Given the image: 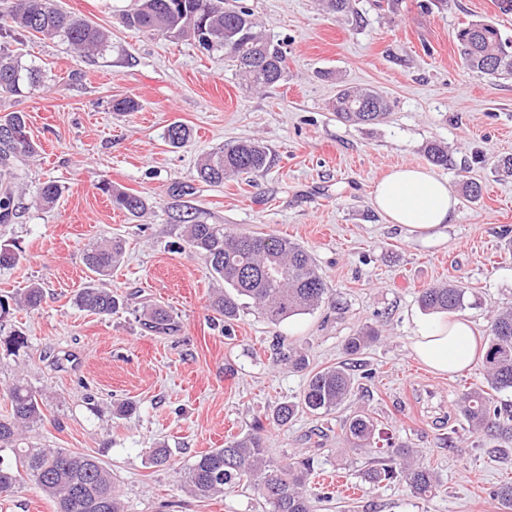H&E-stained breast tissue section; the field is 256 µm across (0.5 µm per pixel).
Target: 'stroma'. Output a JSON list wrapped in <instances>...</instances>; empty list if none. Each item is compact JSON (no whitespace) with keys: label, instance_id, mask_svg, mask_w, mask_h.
Segmentation results:
<instances>
[{"label":"stroma","instance_id":"1","mask_svg":"<svg viewBox=\"0 0 512 512\" xmlns=\"http://www.w3.org/2000/svg\"><path fill=\"white\" fill-rule=\"evenodd\" d=\"M245 3L263 32L286 44V76L266 91L247 86L222 54L126 28L122 15L134 0H63L109 33L102 53L81 56L60 39L25 37L23 60L42 82L20 96L0 94V115L26 113L39 151L18 164V218L0 224V243L24 252L0 270V295L35 281L44 298L37 309L0 316V336L28 338L19 351L0 348V414L16 380L39 390L44 419L30 441L101 458L120 479L126 512H263L247 487L204 500L182 486L196 455L259 420L275 458L315 457L312 488L332 494L319 512H502L494 492L512 482V441L474 432L455 410L460 396L485 387L482 362L436 374L411 344L424 316L419 289L464 287L460 315L484 336L493 313L512 306L503 237L512 230V175L497 167L512 155V76L467 70L456 39L475 21L512 39V13L497 0H355V23L326 14L318 0ZM343 84L383 93L389 119H338L332 102ZM127 96L140 110L113 112L114 100ZM174 122L192 129L188 146L166 139ZM246 138L269 150L263 175L219 186L198 179L202 154ZM432 143L448 148L449 167L435 173L454 189L458 211L444 237L427 243L389 224L371 192L392 167L428 166ZM48 181L63 194L52 207L37 206ZM470 181L479 196L466 193ZM106 182L146 197V213L113 209ZM181 205L208 224L299 243L328 281V297L279 323L249 304L224 321L210 309L214 283L203 258L189 252L173 220ZM105 237L126 246L111 281L125 305L99 316L74 298L91 277L86 250ZM155 304L172 315L175 332L141 330V311ZM367 327L378 338L358 361L370 376L345 410L270 423L276 404L298 398L310 373L344 362L347 338ZM283 343L307 356L306 369L280 361ZM90 395L99 411L88 408ZM125 401L135 411L113 415ZM349 410L366 413L381 438L416 450L438 473L439 491L422 499L398 484L369 483L367 456L343 447ZM154 448L169 449V466L150 465Z\"/></svg>","mask_w":512,"mask_h":512}]
</instances>
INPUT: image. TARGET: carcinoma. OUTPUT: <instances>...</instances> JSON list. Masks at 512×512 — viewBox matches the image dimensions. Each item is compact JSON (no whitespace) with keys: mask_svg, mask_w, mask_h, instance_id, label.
Wrapping results in <instances>:
<instances>
[{"mask_svg":"<svg viewBox=\"0 0 512 512\" xmlns=\"http://www.w3.org/2000/svg\"><path fill=\"white\" fill-rule=\"evenodd\" d=\"M123 24L132 30L162 34L175 40L189 38L207 51H216L235 63L245 84L254 88H273L287 69L282 44L267 38L244 3L224 8V0H138L133 10L123 14ZM59 38L80 53L95 52L106 46L109 35L91 21L64 10L59 0H14L8 20L0 21V92L20 95L40 79L38 69L23 64L22 57L10 48L26 33ZM460 56L467 69L487 72V61L494 60L493 72L512 74V51L498 28L471 23L456 36ZM336 114L356 124H373L387 118L388 100L365 87L343 85L336 94ZM0 224H9L17 216L15 161L21 155L35 153L23 112L0 115ZM190 129L174 122L167 129L170 145L180 148L190 140ZM427 159L439 167H448L446 147L432 143ZM269 165L267 148L255 139L239 140L219 147L197 165L198 177L209 183H222L231 175H258ZM112 204L121 211L138 216L147 209V199L137 193L108 185ZM61 187L53 181L39 189L37 203L56 204ZM185 224V242L189 249L204 256L210 275L224 283L213 295L214 311L230 321L237 317L240 300L246 299L269 321L279 323L318 307L330 292L327 281L300 244L284 237L261 233H235L222 224H205L197 212L178 213ZM125 247L120 239H105L87 250L85 264L94 275L75 297L83 311L107 315L120 307V299L106 284L112 271L124 261ZM19 249L0 243V268L17 265ZM465 290L454 283L423 288L418 301L430 313H453L464 306ZM43 300V291L33 283L9 298L0 297V315L10 305L35 309ZM141 325L148 331L167 334L175 321L162 307H151L142 314ZM376 339L371 329H363L345 343V353L354 357ZM354 362L327 367L310 374L295 401L282 402L272 411V421L286 426L299 412L329 413L342 409L355 388ZM488 386L502 392L512 390V309L497 313L484 356ZM7 414L0 417V496L8 495L30 480L53 503L56 512H124L112 469L91 453L66 448H33L26 443V432L44 418L41 395L18 381L9 388ZM458 412L471 429L490 436L512 440V410L498 405L490 393L474 389L464 394ZM263 426L196 456L186 468L184 484L192 495L214 498L241 485L253 489L270 512H316L308 487L315 471L311 456L276 460L270 456L262 434ZM344 440L354 451L370 457L374 466L367 472L373 483H405L415 497L432 495L440 485L435 472L417 459L410 448H394L387 453L373 447L376 428L362 411L345 417Z\"/></svg>","mask_w":512,"mask_h":512,"instance_id":"1","label":"carcinoma"}]
</instances>
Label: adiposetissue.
<instances>
[{
	"label": "adipose tissue",
	"mask_w": 512,
	"mask_h": 512,
	"mask_svg": "<svg viewBox=\"0 0 512 512\" xmlns=\"http://www.w3.org/2000/svg\"><path fill=\"white\" fill-rule=\"evenodd\" d=\"M372 203L389 223L421 241L442 237L457 216V200L447 181L418 166L392 168L375 183ZM484 349L468 319L442 314L419 321L412 343L415 357L441 374L468 368Z\"/></svg>",
	"instance_id": "ef3b65f1"
}]
</instances>
